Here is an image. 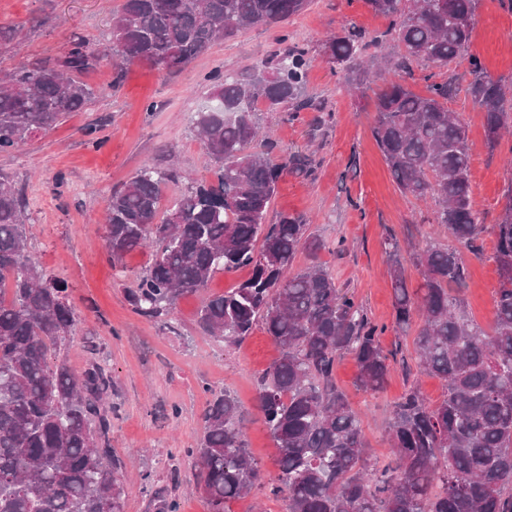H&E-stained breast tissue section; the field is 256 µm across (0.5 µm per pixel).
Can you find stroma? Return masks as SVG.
I'll return each instance as SVG.
<instances>
[{"mask_svg":"<svg viewBox=\"0 0 512 512\" xmlns=\"http://www.w3.org/2000/svg\"><path fill=\"white\" fill-rule=\"evenodd\" d=\"M122 2L0 0V71L56 60L77 38L106 46ZM346 23L386 36L388 50L396 51V42L387 37L389 19L375 15L364 0H310L286 22L215 41L177 74L140 62L128 63L119 79L106 63L88 70L83 79L95 97L85 109L68 114L21 150L0 154V172L11 177L27 204L28 250L48 277L65 284L74 309L65 345L70 366L80 373L98 364L112 377L109 440L125 487L123 512H158L153 493L159 488L178 500L180 512H208L195 478L196 461L187 451L197 447L204 409L220 391L238 399L247 414L252 454L268 473L276 471V446L255 416L257 376L278 356L271 338L258 328L237 346L213 341L196 324L197 296L179 300L166 320L136 314L126 291L148 268L151 253L136 250L114 265L103 248L108 198L144 164L168 162L183 173L209 177L212 163L196 135L194 115L208 101L212 72L244 73L286 43L308 45L303 95L313 108L295 120L283 111H263L258 118L279 154L312 152L314 175H284L268 220L276 222L282 213L301 215L331 245L344 241L345 251L331 248L322 252V261L384 325V349L413 355L414 331L394 328L386 243L445 245L448 234L433 224L422 202L393 182L370 132L373 92L352 96L322 51ZM472 51L491 76L512 84V0L480 4ZM448 107L467 121L473 205L487 223H496L512 182V135L489 147L484 114L466 93H458ZM323 112L330 115L324 122ZM463 257L469 271L465 310L490 328L499 285L493 235L484 234L476 251ZM355 381L353 359L342 356L336 384L362 421L372 457L382 464L390 459L386 426L392 404L415 383L433 402L445 392L439 378L399 367L375 394L359 390Z\"/></svg>","mask_w":512,"mask_h":512,"instance_id":"stroma-1","label":"stroma"}]
</instances>
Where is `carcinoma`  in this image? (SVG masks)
<instances>
[{
  "mask_svg": "<svg viewBox=\"0 0 512 512\" xmlns=\"http://www.w3.org/2000/svg\"><path fill=\"white\" fill-rule=\"evenodd\" d=\"M391 20L399 52L388 61L397 79L375 93L370 127L401 192L431 202L433 221L459 247L430 243L413 254L422 283L407 285L398 242H388L394 326L414 339L419 370L444 382L430 403L411 386L388 422L392 460L370 462L361 422L336 386V361L350 355L357 384L381 390L398 351L385 350L367 308L336 284L320 260L328 244L300 215L267 211L283 174L312 176L311 155L275 160L261 135L258 104L269 111L309 106L301 99L309 49L292 43L253 71L214 72L211 96L224 111L197 112L195 129L214 163V181L191 184L164 205L172 165L145 164L106 208L104 249L112 261L138 248L151 263L127 298L158 318L180 299L201 294L217 273L251 276L201 304L198 324L216 342L236 345L260 326L279 356L259 376L256 409L278 448L276 475L250 452L237 399L213 395L195 456L210 512L264 489L285 512H512V186L496 224L472 207L470 146L462 114L448 111L459 92L453 75H428L424 94L408 85L412 65L444 69L468 63L466 93L486 116L494 148L512 128V86L492 77L470 53L479 0H365ZM308 0H124L103 52L78 39L42 65H18L0 78V153H12L82 109L94 92L80 74L102 60L137 61L178 71L219 37L278 23ZM375 52L369 60L364 54ZM384 47L355 25L324 44L345 85L367 90L383 72L370 68ZM26 206L0 173V512H123L113 470L110 420L103 408L110 380L99 366L77 375L60 356L74 325L66 288L49 279L27 250ZM495 237L501 271L493 332L470 319L460 293L468 275L462 250ZM309 264L293 273L299 251Z\"/></svg>",
  "mask_w": 512,
  "mask_h": 512,
  "instance_id": "cac0c4a2",
  "label": "carcinoma"
}]
</instances>
